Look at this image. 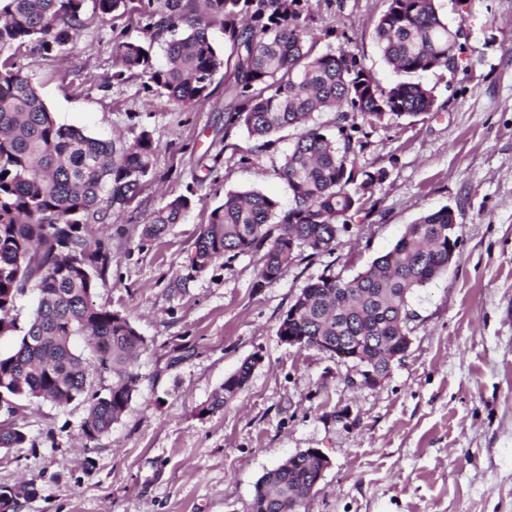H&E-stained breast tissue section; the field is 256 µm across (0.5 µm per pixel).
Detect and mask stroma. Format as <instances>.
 <instances>
[{
	"mask_svg": "<svg viewBox=\"0 0 512 512\" xmlns=\"http://www.w3.org/2000/svg\"><path fill=\"white\" fill-rule=\"evenodd\" d=\"M471 37L455 73L421 74L438 109L371 129L361 167L384 168L379 202L356 218L331 254L301 247L280 276L257 286L249 252L188 278L185 258L227 191L257 190L289 204L278 171L292 141L253 148L224 130L229 97L157 105L141 73L112 81V44L162 39L144 29L142 0L86 27L68 56L31 71L55 121L132 144L149 130L155 153L137 198L115 205L93 238L108 255L93 301L121 312L146 339L138 390L106 437H78L84 407L44 402L22 412L34 448L0 451V484L35 480L19 512H250L258 480L314 448L328 466L306 512H512V0H438ZM386 0H310L320 52L357 47L381 86L394 75L372 39ZM247 158L233 153V146ZM191 196L181 223L143 241V224L171 197ZM450 207L459 247L447 271L408 298L410 346L376 386L355 363L299 348L277 334L310 282L349 279L388 251L422 213ZM186 278L182 290L172 284ZM248 384L223 410L213 393L246 358ZM54 431L55 443L45 440Z\"/></svg>",
	"mask_w": 512,
	"mask_h": 512,
	"instance_id": "35a3bbf8",
	"label": "stroma"
}]
</instances>
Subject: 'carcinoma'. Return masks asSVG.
I'll list each match as a JSON object with an SVG mask.
<instances>
[{"mask_svg":"<svg viewBox=\"0 0 512 512\" xmlns=\"http://www.w3.org/2000/svg\"><path fill=\"white\" fill-rule=\"evenodd\" d=\"M85 0H0V336L19 333L15 349L0 355V401L15 407L75 399L85 405L81 432L89 441L112 431L136 391L138 361L146 341L128 318L96 305L99 282L91 269L106 265L102 247L91 248L88 227L101 224L113 205L139 194L152 167L154 140L145 129L116 148L79 129L54 121L32 77L15 57H62L85 27ZM309 0H164V10L147 14L151 36L172 32L167 64L156 68L143 43L112 45L121 81L139 71L148 88L173 105H193L211 95L214 75L224 70L233 103L224 137L246 130L260 147L271 137L295 132L279 174L292 191L281 203L259 191H230L214 208L188 255L190 272L174 283L240 254L263 252L256 287L276 279L304 245L332 253L340 233L375 195L386 178L382 168L357 165L373 128L412 120L437 109L434 88L413 80L419 73L445 74L458 68L464 26L448 25L437 0H386L374 27L383 58L397 75L384 88L354 51L315 52L307 39ZM127 0H94L106 18ZM224 28L229 54H217L208 37L215 22ZM332 112L336 136L322 132L315 114ZM179 195L143 225L145 240L157 239L180 223L191 208ZM449 207L421 215L391 249L349 280L324 274L296 297L280 319L278 335L298 338L300 347L338 345L360 350V360L383 374L387 357L408 333L407 300L448 268ZM34 289L39 302L25 326L18 325L17 300ZM86 339L79 352L73 339ZM254 358L245 359L213 395L207 413L224 408L248 383ZM108 374L112 386L96 388L94 375ZM35 445L17 420H0V448ZM321 464L306 450L285 459L257 482L250 512H304ZM15 492L0 486V512H18Z\"/></svg>","mask_w":512,"mask_h":512,"instance_id":"carcinoma-1","label":"carcinoma"}]
</instances>
